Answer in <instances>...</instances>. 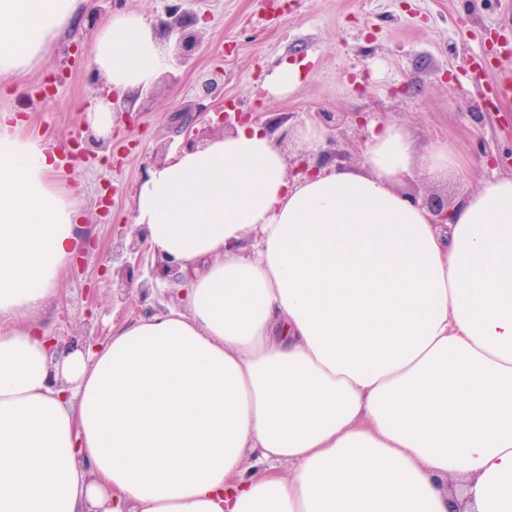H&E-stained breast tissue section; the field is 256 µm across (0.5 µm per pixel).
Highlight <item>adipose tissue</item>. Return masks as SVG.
<instances>
[{
    "mask_svg": "<svg viewBox=\"0 0 512 512\" xmlns=\"http://www.w3.org/2000/svg\"><path fill=\"white\" fill-rule=\"evenodd\" d=\"M86 0H0V76ZM123 95L171 70L141 14L98 28ZM0 109V512H512V175L435 224L397 186L470 172L377 126L355 168L288 177L260 126L172 152L134 196L185 304L53 350L38 314L83 238L60 152ZM292 466L290 477L280 465Z\"/></svg>",
    "mask_w": 512,
    "mask_h": 512,
    "instance_id": "adipose-tissue-1",
    "label": "adipose tissue"
}]
</instances>
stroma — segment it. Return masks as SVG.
<instances>
[{"label":"stroma","mask_w":512,"mask_h":512,"mask_svg":"<svg viewBox=\"0 0 512 512\" xmlns=\"http://www.w3.org/2000/svg\"><path fill=\"white\" fill-rule=\"evenodd\" d=\"M198 14L201 44L190 59L175 62L151 97L132 103L131 120L112 125V146L74 173L83 200L82 224L93 249L84 269L67 267L57 294L33 318L59 344L86 336L103 343L114 326L182 306L183 277L155 278L126 288L114 281L121 234L145 168L160 146L177 150L182 138L172 117L188 107L187 89L200 76L224 71V101L237 110L265 113L272 125L296 129L314 112H339L347 125L331 131L328 152L346 139L367 136L371 125L393 122L420 144L455 145L472 164L468 180L428 179L421 170L399 183L400 192L423 197L434 190L460 198L480 180L512 174V99L496 101L498 77L512 73V0H282L271 20L255 0H189ZM95 34L79 21L64 37L81 60L59 57L22 77L24 93L0 95V108H23L28 133L50 142L86 134L77 101L96 96L86 72ZM299 65L296 88L276 96L267 81L283 62ZM63 72L52 95L34 97L50 73ZM367 127H358L356 117Z\"/></svg>","instance_id":"35a3bbf8"}]
</instances>
